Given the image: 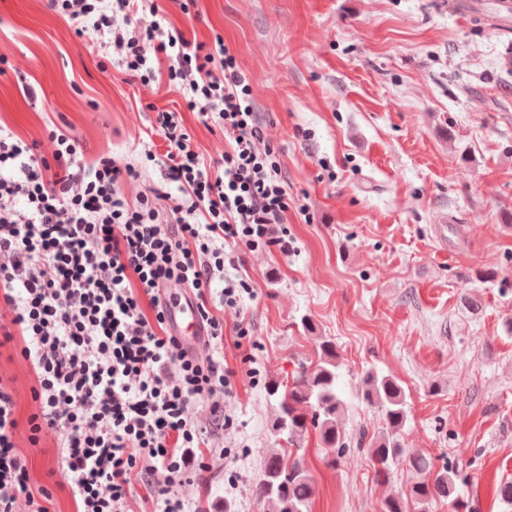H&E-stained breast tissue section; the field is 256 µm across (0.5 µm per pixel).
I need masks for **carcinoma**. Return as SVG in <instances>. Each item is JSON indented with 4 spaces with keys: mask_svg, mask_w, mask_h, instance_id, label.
<instances>
[{
    "mask_svg": "<svg viewBox=\"0 0 512 512\" xmlns=\"http://www.w3.org/2000/svg\"><path fill=\"white\" fill-rule=\"evenodd\" d=\"M337 359L336 344L323 340L317 360L304 368L292 384L274 381L269 385V395L278 406L272 423L275 436L297 447L311 428L336 454L347 448L337 424L344 405L337 392ZM361 399L378 407L386 421V428L370 448L377 475L386 477L405 464L421 476L410 486L406 497L385 500L382 512H429L435 501L452 497L456 492V472L447 466L435 472L429 458L408 455L402 447L399 436L408 421V411L400 382L390 375L367 371L362 377ZM256 494L264 503L265 512H310L313 488L302 457L286 448L270 454L263 462Z\"/></svg>",
    "mask_w": 512,
    "mask_h": 512,
    "instance_id": "1",
    "label": "carcinoma"
}]
</instances>
